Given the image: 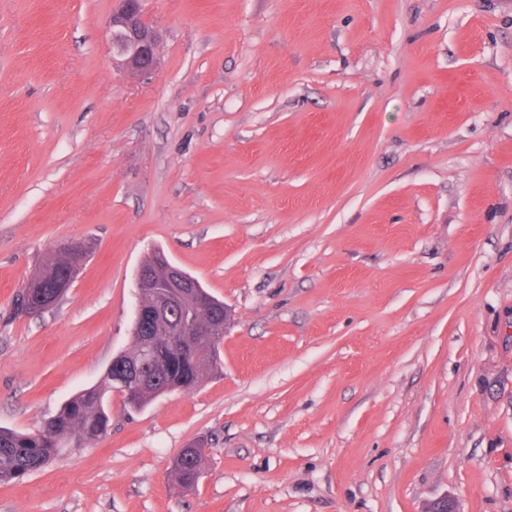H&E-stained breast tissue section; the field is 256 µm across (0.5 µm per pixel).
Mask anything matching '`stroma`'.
Listing matches in <instances>:
<instances>
[{
	"label": "stroma",
	"mask_w": 512,
	"mask_h": 512,
	"mask_svg": "<svg viewBox=\"0 0 512 512\" xmlns=\"http://www.w3.org/2000/svg\"><path fill=\"white\" fill-rule=\"evenodd\" d=\"M118 7L0 0V427L131 350L154 251L232 320L196 389L109 392L108 435L0 512H512V0H143L145 77ZM106 22L112 50L135 76L151 74L159 64L156 37L143 18L141 0H121ZM72 278L71 256L66 253L49 255L40 271L22 287L15 296L18 313L29 314L28 305L40 300L59 301L69 288H65ZM205 460L204 448H193L182 453L174 462V474L184 487H192L199 481Z\"/></svg>",
	"instance_id": "obj_1"
}]
</instances>
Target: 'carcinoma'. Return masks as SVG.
Instances as JSON below:
<instances>
[{"label": "carcinoma", "mask_w": 512, "mask_h": 512, "mask_svg": "<svg viewBox=\"0 0 512 512\" xmlns=\"http://www.w3.org/2000/svg\"><path fill=\"white\" fill-rule=\"evenodd\" d=\"M72 278L71 256L63 253L46 258L40 271L29 284L16 293L15 308L28 313V305L40 300L59 301L67 292ZM149 339L158 345L155 364L149 370L158 376V383L139 387L136 397L121 394L124 405L140 409L157 396L171 391H188L218 368L220 346L224 337H197L194 345L183 347L167 343V337L151 334ZM142 339L135 338L131 351L121 355L119 371L128 364L141 362ZM115 372L107 369L104 384L86 388L67 400L41 429L34 433L0 428V485L21 480L56 459L70 440L80 443L105 437L111 426L107 393L120 390L113 382ZM205 460L204 449L193 448L182 453L174 462V474L184 487L199 481Z\"/></svg>", "instance_id": "cac0c4a2"}]
</instances>
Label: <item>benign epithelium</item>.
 <instances>
[{"mask_svg": "<svg viewBox=\"0 0 512 512\" xmlns=\"http://www.w3.org/2000/svg\"><path fill=\"white\" fill-rule=\"evenodd\" d=\"M112 50L135 76L152 73L159 64L156 37L143 18L141 0H120V8L106 22ZM137 291L152 295L148 306L137 307L132 335L146 336L150 329H166L172 336L191 343L198 336H219L227 324L210 320L207 313L215 298L203 293L192 295L199 283L169 260L153 269H140L135 281Z\"/></svg>", "mask_w": 512, "mask_h": 512, "instance_id": "benign-epithelium-1", "label": "benign epithelium"}]
</instances>
